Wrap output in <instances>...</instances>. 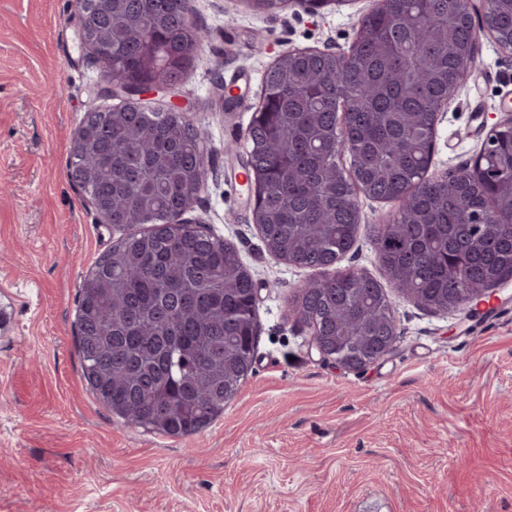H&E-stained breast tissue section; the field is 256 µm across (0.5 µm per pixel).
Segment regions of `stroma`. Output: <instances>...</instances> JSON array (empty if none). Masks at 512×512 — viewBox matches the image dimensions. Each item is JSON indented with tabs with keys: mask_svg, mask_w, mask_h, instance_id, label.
Wrapping results in <instances>:
<instances>
[{
	"mask_svg": "<svg viewBox=\"0 0 512 512\" xmlns=\"http://www.w3.org/2000/svg\"><path fill=\"white\" fill-rule=\"evenodd\" d=\"M378 0L313 13L191 0L205 33L179 88L204 132L207 181L189 217L233 243L257 288L253 368L204 431L133 427L92 392L78 355V286L117 231L67 173L99 96V65L70 0H0V512H512V280L493 312L463 319L390 292L397 341L361 372L307 348L290 314L315 270L270 255L251 222L241 138L261 78L289 49L341 54ZM512 111V54L483 38L471 76L438 116L428 174L468 163ZM342 259L387 284L371 227L394 202L359 196Z\"/></svg>",
	"mask_w": 512,
	"mask_h": 512,
	"instance_id": "obj_1",
	"label": "stroma"
}]
</instances>
